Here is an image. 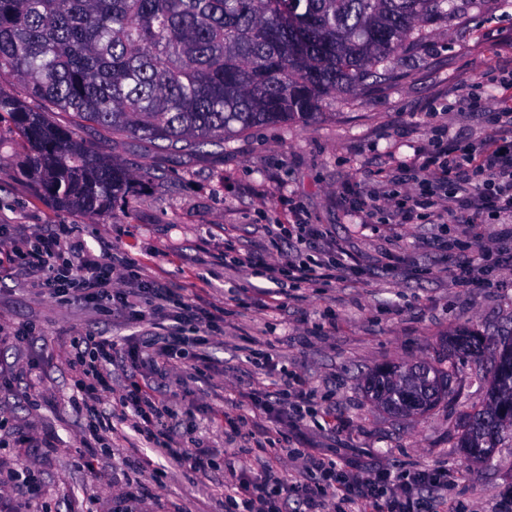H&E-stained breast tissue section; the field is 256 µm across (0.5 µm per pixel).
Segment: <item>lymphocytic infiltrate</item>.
<instances>
[{"label": "lymphocytic infiltrate", "mask_w": 512, "mask_h": 512, "mask_svg": "<svg viewBox=\"0 0 512 512\" xmlns=\"http://www.w3.org/2000/svg\"><path fill=\"white\" fill-rule=\"evenodd\" d=\"M412 182L390 209L392 223L406 224L419 211L437 209L448 190L466 223H477L487 215L512 219V142L486 150L477 160L439 148L414 168ZM10 256L46 295L114 307L131 322L150 325V332L121 343L92 332L71 337L67 364L75 374L74 386L86 411L99 415L112 391L114 362L126 363L129 375L116 404L129 418L130 430L157 454L183 463L196 476H208L214 450L202 441L186 447L184 434L192 420L181 400L168 390L166 376L179 370L182 385L196 381L209 360L212 317L189 303L179 289L140 281L134 263L106 253H87L67 224L36 239L14 242ZM345 269L342 252L333 250L325 258L290 263L284 274L301 285L335 280ZM310 397L304 388H281L263 400L270 424L254 438V446L270 457L286 456L293 467L284 472L268 466L254 478L230 473L224 487L235 512H280L281 505L291 501L299 512H329L333 503L339 512H421L422 489L450 495L446 474L436 469L368 466L352 472L331 456L292 446L288 430L301 427L311 416Z\"/></svg>", "instance_id": "f902f5d3"}]
</instances>
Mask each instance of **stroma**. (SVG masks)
Masks as SVG:
<instances>
[{
	"label": "stroma",
	"mask_w": 512,
	"mask_h": 512,
	"mask_svg": "<svg viewBox=\"0 0 512 512\" xmlns=\"http://www.w3.org/2000/svg\"><path fill=\"white\" fill-rule=\"evenodd\" d=\"M456 13L426 24V38L411 54L390 63L392 78L357 98L326 100L322 116L308 125H264L175 156L127 138L101 140L77 134L121 161L134 174L127 202L103 216L58 207L22 172L23 140L0 125V330L32 326L45 339L26 348L0 341V367L31 366L41 396L0 392V464L29 469L39 496L11 495L0 484V512H120L121 498L140 475L128 460L148 456L160 473L139 512H234L224 497V463L234 460L249 475L265 461L245 440L225 439L221 417L247 410L266 424L258 400L274 378L248 361L268 349L315 394L314 423L302 427L299 445L336 458L343 467L443 470L450 497L424 495L426 512H493L512 495V440L504 439L486 462L467 460L457 446L463 414L487 398L488 378H475L473 363L459 365V392L434 409L397 416L375 405L364 379L385 364L436 361L446 338L465 329L498 348L512 329V223L486 219L436 224L358 223L356 194L388 191L389 177L406 176L427 153L435 134L480 156L512 135L493 115L512 109V0H455ZM57 224L71 225L87 252L132 260L141 279L182 289L214 317L210 359L189 401L197 436L215 450L207 478L153 453L136 436H114L84 447L92 422L77 410L73 374L66 365L70 337L95 331L115 340L137 334L120 311L106 312L79 299L39 294L17 264L6 260L12 238ZM312 224L317 237L304 245L270 248L269 227ZM236 254L277 265L330 248L343 251L350 269L326 284L294 287L271 280L262 267L224 258L225 242ZM483 244L508 259L473 271L480 287L459 283L454 270L471 247ZM52 447H43L45 438ZM94 458L90 480L83 458Z\"/></svg>",
	"instance_id": "1"
}]
</instances>
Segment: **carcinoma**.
Masks as SVG:
<instances>
[{
  "label": "carcinoma",
  "instance_id": "carcinoma-1",
  "mask_svg": "<svg viewBox=\"0 0 512 512\" xmlns=\"http://www.w3.org/2000/svg\"><path fill=\"white\" fill-rule=\"evenodd\" d=\"M446 0H0V124L28 143L26 172L55 203L102 215L133 178L55 119L101 135L196 153L255 126L307 123L336 93L390 78ZM33 101L32 108L28 102ZM437 362L389 365L365 390L389 412L424 413L475 372L483 336L445 340ZM512 438V342L493 353L486 402L466 413L458 447L486 461Z\"/></svg>",
  "mask_w": 512,
  "mask_h": 512
}]
</instances>
